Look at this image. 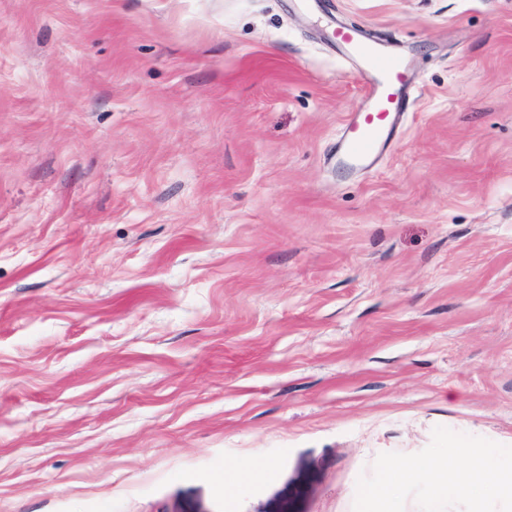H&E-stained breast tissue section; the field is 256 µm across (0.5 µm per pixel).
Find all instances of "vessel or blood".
<instances>
[{"mask_svg":"<svg viewBox=\"0 0 512 512\" xmlns=\"http://www.w3.org/2000/svg\"><path fill=\"white\" fill-rule=\"evenodd\" d=\"M336 36L363 54L367 76L365 86L371 100L368 111L345 121L336 144V162L347 167H367L386 147L390 135L401 121L408 78L397 56L363 47L355 31L340 29Z\"/></svg>","mask_w":512,"mask_h":512,"instance_id":"b4317fda","label":"vessel or blood"}]
</instances>
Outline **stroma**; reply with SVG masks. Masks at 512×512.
<instances>
[{"label":"stroma","mask_w":512,"mask_h":512,"mask_svg":"<svg viewBox=\"0 0 512 512\" xmlns=\"http://www.w3.org/2000/svg\"><path fill=\"white\" fill-rule=\"evenodd\" d=\"M438 426L512 446V0H0V512H353ZM336 37L363 54L365 81L371 105L344 123L336 144V163L347 167H368L386 147L389 137L405 114L402 100L408 84L402 61L395 55L364 48L357 33L339 29ZM272 472L269 464L250 458L238 460L224 469V489L229 493L247 490Z\"/></svg>","instance_id":"obj_1"}]
</instances>
